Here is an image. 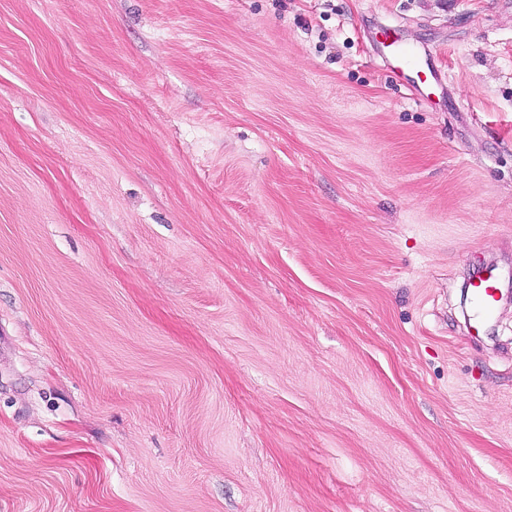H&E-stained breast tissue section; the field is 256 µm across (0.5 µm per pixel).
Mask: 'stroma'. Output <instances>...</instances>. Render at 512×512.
<instances>
[{"instance_id":"1","label":"stroma","mask_w":512,"mask_h":512,"mask_svg":"<svg viewBox=\"0 0 512 512\" xmlns=\"http://www.w3.org/2000/svg\"><path fill=\"white\" fill-rule=\"evenodd\" d=\"M0 512H512V0H0ZM497 277L492 270H486L476 278L473 285L475 293L474 323L477 332L490 319L497 301Z\"/></svg>"}]
</instances>
